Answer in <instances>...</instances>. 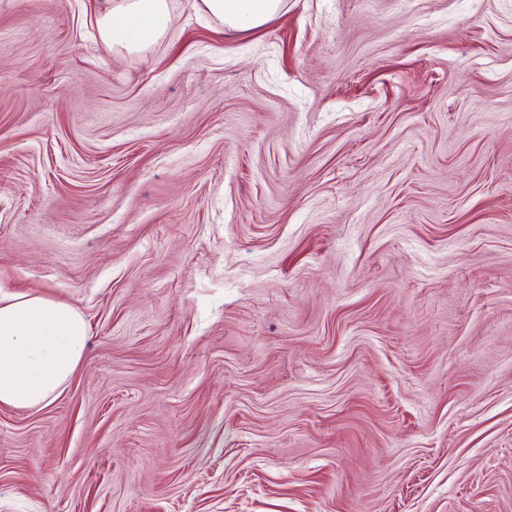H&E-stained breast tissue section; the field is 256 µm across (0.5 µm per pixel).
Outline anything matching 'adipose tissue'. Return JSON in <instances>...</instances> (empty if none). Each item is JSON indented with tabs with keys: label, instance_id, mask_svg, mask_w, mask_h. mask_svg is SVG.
Listing matches in <instances>:
<instances>
[{
	"label": "adipose tissue",
	"instance_id": "ef3b65f1",
	"mask_svg": "<svg viewBox=\"0 0 512 512\" xmlns=\"http://www.w3.org/2000/svg\"><path fill=\"white\" fill-rule=\"evenodd\" d=\"M98 31L113 45L142 49L163 35L169 0H105ZM231 31L246 33L276 17L283 0H200ZM89 339L83 314L41 293L0 291V405L47 406L82 363Z\"/></svg>",
	"mask_w": 512,
	"mask_h": 512
}]
</instances>
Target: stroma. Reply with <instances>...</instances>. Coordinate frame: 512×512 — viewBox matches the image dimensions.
Masks as SVG:
<instances>
[{"label": "stroma", "instance_id": "1", "mask_svg": "<svg viewBox=\"0 0 512 512\" xmlns=\"http://www.w3.org/2000/svg\"><path fill=\"white\" fill-rule=\"evenodd\" d=\"M0 0V286L85 358L0 512H512V0ZM98 19L103 39L127 50L142 49L163 35L169 21L168 0H104ZM191 0L208 15L220 20L234 32L246 33L276 17L283 9V0Z\"/></svg>", "mask_w": 512, "mask_h": 512}]
</instances>
